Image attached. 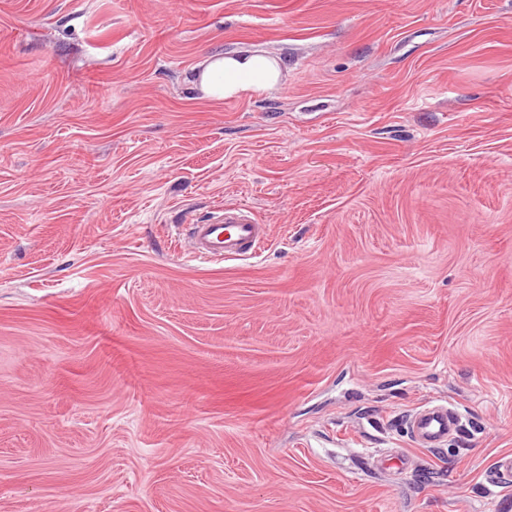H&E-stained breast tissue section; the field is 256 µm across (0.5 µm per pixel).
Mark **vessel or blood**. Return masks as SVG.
Listing matches in <instances>:
<instances>
[{
  "mask_svg": "<svg viewBox=\"0 0 512 512\" xmlns=\"http://www.w3.org/2000/svg\"><path fill=\"white\" fill-rule=\"evenodd\" d=\"M268 237V225L255 223L248 209L222 206L206 223L191 225L185 254L200 261L240 259L255 254ZM460 422L454 406L428 403L406 415L403 425L413 446L434 449L447 446Z\"/></svg>",
  "mask_w": 512,
  "mask_h": 512,
  "instance_id": "b4317fda",
  "label": "vessel or blood"
}]
</instances>
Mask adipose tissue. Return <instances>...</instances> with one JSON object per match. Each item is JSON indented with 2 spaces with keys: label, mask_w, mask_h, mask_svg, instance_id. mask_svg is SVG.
Segmentation results:
<instances>
[{
  "label": "adipose tissue",
  "mask_w": 512,
  "mask_h": 512,
  "mask_svg": "<svg viewBox=\"0 0 512 512\" xmlns=\"http://www.w3.org/2000/svg\"><path fill=\"white\" fill-rule=\"evenodd\" d=\"M195 79L207 99L221 102L276 88L281 68L276 58L260 53L223 55L208 60Z\"/></svg>",
  "instance_id": "ef3b65f1"
}]
</instances>
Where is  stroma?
Wrapping results in <instances>:
<instances>
[{
    "instance_id": "stroma-1",
    "label": "stroma",
    "mask_w": 512,
    "mask_h": 512,
    "mask_svg": "<svg viewBox=\"0 0 512 512\" xmlns=\"http://www.w3.org/2000/svg\"><path fill=\"white\" fill-rule=\"evenodd\" d=\"M221 204L260 252L178 260ZM507 454L512 0H0V512H512ZM203 66L195 72V84L215 102L272 90L281 79L278 60L260 53L216 56ZM461 416L448 403H427L405 416L403 425L413 446L418 448H443L448 439L457 433Z\"/></svg>"
}]
</instances>
